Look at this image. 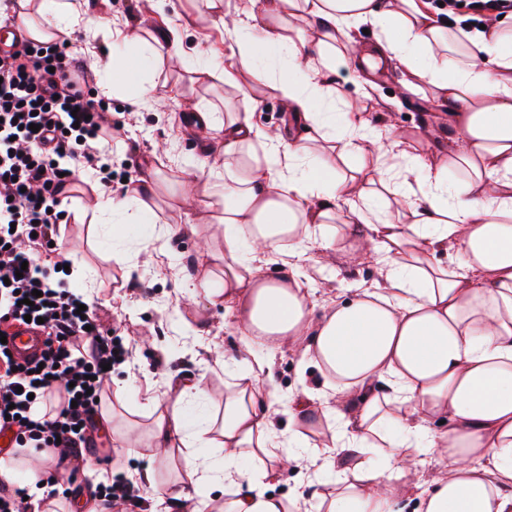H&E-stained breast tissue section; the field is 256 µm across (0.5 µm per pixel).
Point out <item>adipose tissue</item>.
Masks as SVG:
<instances>
[{
    "label": "adipose tissue",
    "instance_id": "obj_1",
    "mask_svg": "<svg viewBox=\"0 0 512 512\" xmlns=\"http://www.w3.org/2000/svg\"><path fill=\"white\" fill-rule=\"evenodd\" d=\"M36 12L28 28L40 41L68 36L82 19L78 0H39ZM241 13L252 28L230 46L241 72L286 53L272 88L304 133L284 140L257 125L250 106L222 121L214 107L201 112L205 130L224 132V187L210 201L221 210L224 272L178 291L223 306L240 357L224 365V419L209 424L205 442L224 462L204 467L184 512H208L206 489L220 480L232 489L224 512H298V493L277 497L265 485L318 452L326 475L345 453L354 478L336 479L317 512H512V15L469 34L438 23L418 0H248ZM298 20L314 38L295 34ZM93 25L124 45L113 93L135 103L151 95L142 78L154 60L149 41L104 16ZM364 25L378 33L369 51L353 37ZM350 58L396 60L451 103L449 164L383 139L366 113L326 111L336 68ZM452 165L466 178L449 181ZM388 193L405 204L384 215L377 202ZM337 219L342 232L325 233L322 248L374 256L384 280L351 285L319 317L302 246ZM450 246V264L431 261ZM271 254L287 268L277 278L261 268ZM286 346L336 395L332 407L307 387L289 400L291 419L317 428L312 440L278 432L276 391L260 385ZM192 419L181 405L159 415L154 447L171 458L193 448ZM421 455L447 478L409 481Z\"/></svg>",
    "mask_w": 512,
    "mask_h": 512
}]
</instances>
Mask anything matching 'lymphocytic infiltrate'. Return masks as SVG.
Returning a JSON list of instances; mask_svg holds the SVG:
<instances>
[{"label":"lymphocytic infiltrate","mask_w":512,"mask_h":512,"mask_svg":"<svg viewBox=\"0 0 512 512\" xmlns=\"http://www.w3.org/2000/svg\"><path fill=\"white\" fill-rule=\"evenodd\" d=\"M441 2L448 20L466 32L491 13L512 12V0ZM90 82L65 40L0 53V327L31 316L46 337L39 360L25 364L0 343V430L13 431L17 447L61 462L93 444L88 425L105 366L128 354L93 310L83 309V295L56 275L66 260L52 242L73 184L58 160L93 169L110 185V146L124 129L107 121L110 103ZM36 403L44 421L30 417Z\"/></svg>","instance_id":"obj_1"}]
</instances>
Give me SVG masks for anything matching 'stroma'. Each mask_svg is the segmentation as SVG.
<instances>
[{
	"instance_id": "35a3bbf8",
	"label": "stroma",
	"mask_w": 512,
	"mask_h": 512,
	"mask_svg": "<svg viewBox=\"0 0 512 512\" xmlns=\"http://www.w3.org/2000/svg\"><path fill=\"white\" fill-rule=\"evenodd\" d=\"M138 6L139 0H86L83 9L88 21L73 30L71 41L81 59L93 54L108 58L110 46L92 37L90 20L100 14L108 15L119 29L139 26L157 39L155 48L163 62L156 71L144 74L145 80L155 83L156 98L137 106L118 95L112 98V119L124 123L125 134L112 145V185L102 190L103 196L119 198L126 195L128 183L156 179V192L146 203L155 215L157 234L150 242L134 234L113 240L112 227L125 222V215L93 210L91 190L85 182H77L66 206L67 221L59 226L57 248L62 253L78 250L85 265L84 284L93 290L92 307L111 326L113 337L128 347L129 357L113 367L99 407L100 415L114 416V427L96 426V451L78 453L72 464L60 468L58 482L40 504L42 512H80L79 502L96 498L98 486L114 480L135 483L137 473L147 469L154 472L164 492L144 493L145 512H177L175 494L193 493L197 459L159 455L152 446L150 427L158 411L171 408L178 397L175 385L182 381L200 379L207 388L205 399L189 401L190 410L200 415L223 414L228 378L218 361L237 355L238 350L232 328L224 324L223 306L204 299L192 301L179 296L176 288L182 278L216 272L217 263L208 251L223 243L207 203L215 185L224 180V137L201 136L187 117L194 107L210 103L223 113L241 110L245 99L240 90L245 87L258 99L257 124L287 139L303 133L270 87L282 58L266 62L251 74L239 72L230 46L236 35L246 34V27L217 25L203 10L184 18L170 7L161 14H143ZM182 21L187 24L185 59L170 65L160 37L169 25ZM206 65L236 75L238 87L202 75L200 69ZM360 76L370 79L376 90L372 99L354 102L349 94ZM407 78V72L392 60L374 72L346 61L337 70L334 107L339 112L349 108L391 112L397 135L412 149L430 154L435 162H447L449 108L437 102L430 90L403 89ZM187 160L199 165L189 190L182 184L180 171ZM305 247L307 270L321 309L333 305L352 282L370 284L380 277L373 258L354 266L342 255L323 251L318 241L308 240ZM323 382L319 369L299 352L278 353L273 385L280 399V431L295 427L287 414L288 397L302 385L319 389ZM152 396L159 398V406H149ZM87 459L93 461L95 473L86 472L83 462ZM317 471L310 459H300L270 482L268 492L275 496L300 492L307 512H313Z\"/></svg>"
}]
</instances>
